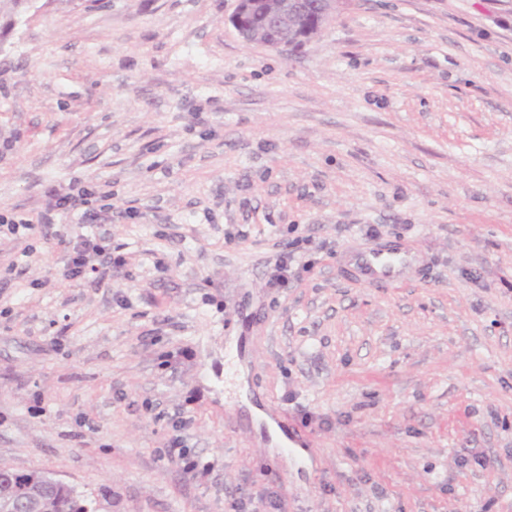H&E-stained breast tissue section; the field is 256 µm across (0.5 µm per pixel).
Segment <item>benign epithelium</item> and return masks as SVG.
Here are the masks:
<instances>
[{"mask_svg":"<svg viewBox=\"0 0 512 512\" xmlns=\"http://www.w3.org/2000/svg\"><path fill=\"white\" fill-rule=\"evenodd\" d=\"M345 0H238L231 22L246 43L273 49L305 43L326 28Z\"/></svg>","mask_w":512,"mask_h":512,"instance_id":"7a95c632","label":"benign epithelium"}]
</instances>
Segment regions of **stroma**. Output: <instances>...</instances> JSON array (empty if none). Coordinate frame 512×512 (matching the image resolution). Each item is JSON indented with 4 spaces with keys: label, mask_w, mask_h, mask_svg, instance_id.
Masks as SVG:
<instances>
[{
    "label": "stroma",
    "mask_w": 512,
    "mask_h": 512,
    "mask_svg": "<svg viewBox=\"0 0 512 512\" xmlns=\"http://www.w3.org/2000/svg\"><path fill=\"white\" fill-rule=\"evenodd\" d=\"M236 5L0 10V215L33 225L0 233V466L97 512H512V0H346L298 50ZM80 235L124 266L64 279ZM399 238L418 273L344 272ZM296 243L288 242L286 248L281 251L275 260L269 280L271 286L280 287L288 283V274L295 279H300L303 272L310 270L311 263L309 261L302 262L297 257L294 248ZM170 457H177L184 462V470L187 473H193L194 476H204L211 470L209 463L200 465L198 461H188L186 459V449L181 446V436L176 435L171 443V448L168 449Z\"/></svg>",
    "instance_id": "1"
}]
</instances>
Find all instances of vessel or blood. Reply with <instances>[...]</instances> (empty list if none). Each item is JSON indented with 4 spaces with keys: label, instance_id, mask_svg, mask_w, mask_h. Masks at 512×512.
I'll return each instance as SVG.
<instances>
[{
    "label": "vessel or blood",
    "instance_id": "1",
    "mask_svg": "<svg viewBox=\"0 0 512 512\" xmlns=\"http://www.w3.org/2000/svg\"><path fill=\"white\" fill-rule=\"evenodd\" d=\"M344 266L362 283L386 285L406 279L419 268L420 259L410 245L395 241L352 252Z\"/></svg>",
    "mask_w": 512,
    "mask_h": 512
}]
</instances>
